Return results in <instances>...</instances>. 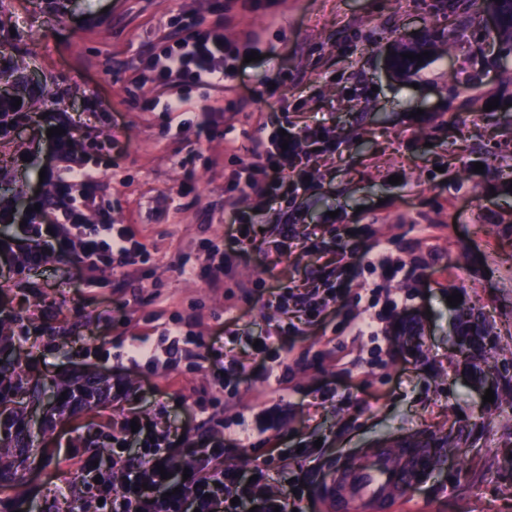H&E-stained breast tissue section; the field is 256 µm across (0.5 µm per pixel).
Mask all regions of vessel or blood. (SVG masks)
I'll use <instances>...</instances> for the list:
<instances>
[{"instance_id": "vessel-or-blood-1", "label": "vessel or blood", "mask_w": 512, "mask_h": 512, "mask_svg": "<svg viewBox=\"0 0 512 512\" xmlns=\"http://www.w3.org/2000/svg\"><path fill=\"white\" fill-rule=\"evenodd\" d=\"M429 461L421 441L397 439L361 449L337 461L314 498L315 512H389L392 505L419 485Z\"/></svg>"}]
</instances>
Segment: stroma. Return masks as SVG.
I'll use <instances>...</instances> for the list:
<instances>
[{
	"label": "stroma",
	"instance_id": "obj_1",
	"mask_svg": "<svg viewBox=\"0 0 512 512\" xmlns=\"http://www.w3.org/2000/svg\"><path fill=\"white\" fill-rule=\"evenodd\" d=\"M258 2L235 9L224 35L251 37L259 61L240 63L226 88H189L171 138L158 113L137 106L165 96V87L138 77L132 63L145 39L211 22L222 0H0V65L23 62L12 94L31 116L0 139V204L22 212L34 197L53 198L36 173L50 162L47 130L65 117L82 130L73 163L101 173L99 208L86 223L131 225L150 254L144 263L100 266L84 283L70 261L52 256L41 272L0 285V300L14 309L6 331L24 377L42 390L18 406L34 446L28 468L0 483V512H98L67 491L74 462L107 455L112 423L133 403L159 427L223 441L225 462L244 471L269 458L297 474V448L321 441L317 483L340 455L423 439L433 462L401 512H512V56L490 47L480 12L454 14L444 0ZM428 29L458 31L454 50L427 57L411 79L392 74L395 44ZM278 75L276 95L257 98ZM456 80L471 85L464 114L448 108ZM43 89L52 104L33 103ZM494 99L499 107L488 109ZM231 104L239 109L234 131L206 136L204 113L220 119ZM322 117L336 149L312 163L288 218L299 227L336 212L335 253L321 261L298 251L254 254L237 260L223 288L207 287L211 245L232 249L224 188L248 166L257 123L302 127ZM489 155L495 167L475 172ZM393 175L399 184H390ZM376 239L392 274L366 264ZM320 262L345 294L321 321L284 332L287 383L266 392L248 339L283 319L267 306V291L304 284ZM185 265L194 275L182 273ZM454 293L462 300L451 307ZM389 298L395 311L384 308ZM129 301L132 322L115 326ZM229 306L240 318L234 334L222 330ZM465 310L492 337L469 355L457 334ZM368 314L380 318L378 339L353 337L351 325ZM174 318L190 335L215 339L214 349L136 366L125 358L133 337L157 342ZM47 327L56 333L51 350L42 346ZM228 350L247 369L222 394L216 376ZM90 373L111 401L61 410L58 385L77 386ZM180 387L187 400L176 397ZM275 407L282 420L238 447L239 421Z\"/></svg>",
	"mask_w": 512,
	"mask_h": 512
}]
</instances>
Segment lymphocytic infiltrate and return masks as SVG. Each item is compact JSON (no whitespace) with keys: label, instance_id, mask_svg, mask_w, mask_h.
Masks as SVG:
<instances>
[{"label":"lymphocytic infiltrate","instance_id":"f902f5d3","mask_svg":"<svg viewBox=\"0 0 512 512\" xmlns=\"http://www.w3.org/2000/svg\"><path fill=\"white\" fill-rule=\"evenodd\" d=\"M243 47L224 35L223 20L205 27L192 28L184 37L151 44L138 59L140 71L168 87L165 98L144 102L145 110L163 113L167 119L164 134H171V120L186 111L188 99L182 85L191 82L205 87H219L232 79ZM62 134L54 136L52 149L56 166L46 168L45 178L57 190V205L41 204L32 212L23 228H15V214L0 205V267L17 274L44 266L48 256L73 258L78 270L90 271L99 265H132L146 256L144 245L129 226L88 224L84 212L95 202V188L100 179L93 170L67 162L77 133L69 122H62ZM336 139L324 124L296 130L285 124L283 130L259 124L253 140V161L246 177H233L227 188L229 222L226 235L234 244L233 255L262 251L253 226L259 212L278 202L288 189H302L316 153L335 149ZM254 200V210L242 212L239 196ZM213 258L205 275L208 287L220 288L233 269V255H225L219 246H211ZM335 289L302 290L292 286L271 289L267 304L287 311L289 304L311 309L313 318L326 310V298L336 297ZM165 349L133 340L126 352L132 363L158 362L161 356H175L184 345L205 346L203 337H188L180 321L165 327ZM193 449L195 463L188 473L175 471V448ZM120 471L122 481L113 484V471ZM269 462L255 465L252 476H243L238 468L224 462V444L195 442L190 436L174 439L170 433L154 435L136 456L113 454L111 471L95 466L92 460L75 463L78 481L96 490L109 505V512H308L313 499L310 489L292 481L290 489L279 493L269 487Z\"/></svg>","mask_w":512,"mask_h":512}]
</instances>
